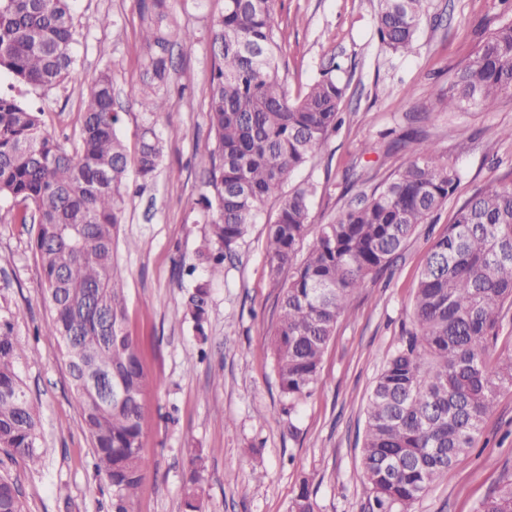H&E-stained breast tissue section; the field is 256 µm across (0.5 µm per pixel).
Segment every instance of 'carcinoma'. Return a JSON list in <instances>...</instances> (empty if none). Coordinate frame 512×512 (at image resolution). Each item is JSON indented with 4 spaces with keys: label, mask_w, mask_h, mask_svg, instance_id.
Returning a JSON list of instances; mask_svg holds the SVG:
<instances>
[{
    "label": "carcinoma",
    "mask_w": 512,
    "mask_h": 512,
    "mask_svg": "<svg viewBox=\"0 0 512 512\" xmlns=\"http://www.w3.org/2000/svg\"><path fill=\"white\" fill-rule=\"evenodd\" d=\"M72 0H0V73L35 86H52L73 71L79 36ZM167 0H152L153 21L141 34L146 59L131 92L149 114L139 148L129 157L116 127L112 75L102 71L83 94L80 147L69 154L44 128L39 113L0 91V198L32 206L38 229L33 255L41 270L51 320L45 335L61 347L76 406L88 433L95 468L128 512L149 467L141 452L149 381L138 340L124 328L127 298L115 251L129 195V166L152 181L163 154L156 131L170 98L173 20ZM424 0H380L377 31L389 49L412 51ZM277 0H224L209 29L212 61L208 114L212 148L198 164L214 198L209 236L198 250L206 278L183 304L182 321L206 340L210 281L224 274L266 202L281 195L341 124L346 85L328 69L296 100L280 74ZM512 96V21L499 25L458 66L446 96L448 110L490 109ZM459 171L426 144L391 179L351 203L315 234L310 207L316 186L289 193L268 220L270 274L292 269L279 300L270 349L281 395L292 405L318 384L338 318L354 293L400 258L408 239L455 192ZM307 251L296 260L297 246ZM512 308V179L475 192L430 247L414 291L412 330L388 357L365 410L361 446L369 486L365 512H409L454 461L476 446L498 394L512 391V347L498 349L505 310ZM19 310L0 315V450L33 468L43 463L39 419L21 378L25 349L14 335ZM117 374L126 397L105 402L89 378ZM208 456L188 460L182 512H203ZM308 479L290 512H314ZM0 512H23L16 483L0 476ZM476 512H512V477Z\"/></svg>",
    "instance_id": "obj_1"
}]
</instances>
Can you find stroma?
Listing matches in <instances>:
<instances>
[{
  "label": "stroma",
  "instance_id": "1",
  "mask_svg": "<svg viewBox=\"0 0 512 512\" xmlns=\"http://www.w3.org/2000/svg\"><path fill=\"white\" fill-rule=\"evenodd\" d=\"M379 0H279L280 58L289 98L327 68L348 88L343 123L315 157L285 184L312 183V229L329 224L360 193L391 178L408 149L393 142L414 129L453 161L461 181L453 196L409 239L391 270L356 292L326 349L320 381L295 405L283 400L267 343L281 286L291 271L269 275L264 222L251 225L210 284L209 338L198 347L182 305L194 280L186 268L209 232L196 204L203 175L197 165L209 142L207 103L211 21L224 0H169L180 29L193 43L173 50L171 108L158 130L164 156L141 192L125 200L116 266L127 292V331L142 345L151 381L145 401L142 448L150 466L129 512H182L190 449H204L205 512H288L301 480H309L315 512H363L368 491L362 469L364 411L387 357L409 326L413 291L432 243L454 211L477 189L512 172V98L490 110L436 108L455 69L512 11L500 0H425L411 53L395 52L377 34ZM80 36L72 78L52 87L25 85L0 75V90L40 111L45 127L74 151L82 124L84 86L110 70L118 134L136 153L147 115L130 93L145 70L141 32L150 0H74ZM23 203L0 200V313L22 310L14 334L28 359L20 368L40 415L43 464L29 468L0 451V475L14 479L24 512H112V492L97 473L57 343L35 337L50 319L39 267L30 249L33 224L19 223ZM135 240L136 248L125 245ZM221 386H214V379ZM512 474V393L502 392L482 423L475 448L411 507V512H474Z\"/></svg>",
  "mask_w": 512,
  "mask_h": 512
}]
</instances>
